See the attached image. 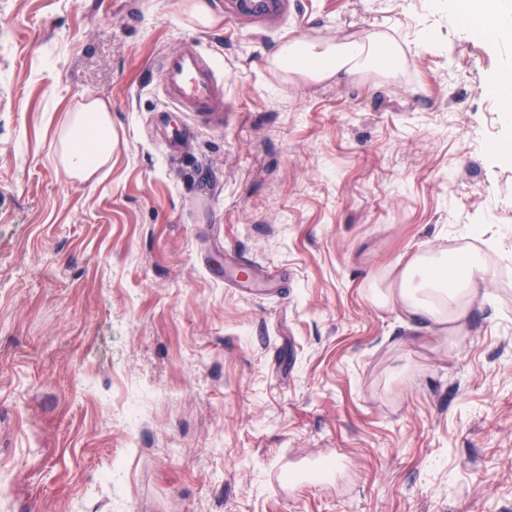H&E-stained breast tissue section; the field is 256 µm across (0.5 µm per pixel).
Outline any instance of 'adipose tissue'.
I'll return each instance as SVG.
<instances>
[{"label":"adipose tissue","instance_id":"1","mask_svg":"<svg viewBox=\"0 0 512 512\" xmlns=\"http://www.w3.org/2000/svg\"><path fill=\"white\" fill-rule=\"evenodd\" d=\"M272 68L307 73L327 80L346 72L373 68L384 75L397 73L400 49L372 40L337 44L330 40L295 37L271 56ZM59 170L66 179L90 181L112 160V108L108 101L90 98L79 103L55 131ZM494 276L476 251L422 252L407 262L391 264L368 291L377 307H400L408 321L437 325L465 323L471 301Z\"/></svg>","mask_w":512,"mask_h":512}]
</instances>
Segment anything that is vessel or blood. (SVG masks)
<instances>
[{
	"instance_id": "obj_1",
	"label": "vessel or blood",
	"mask_w": 512,
	"mask_h": 512,
	"mask_svg": "<svg viewBox=\"0 0 512 512\" xmlns=\"http://www.w3.org/2000/svg\"><path fill=\"white\" fill-rule=\"evenodd\" d=\"M158 65L162 91L171 111L200 118L210 128L224 127V75L198 51H170Z\"/></svg>"
}]
</instances>
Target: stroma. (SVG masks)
I'll return each instance as SVG.
<instances>
[{
	"mask_svg": "<svg viewBox=\"0 0 512 512\" xmlns=\"http://www.w3.org/2000/svg\"><path fill=\"white\" fill-rule=\"evenodd\" d=\"M183 2L0 0V512H512V40L457 0ZM302 35L403 67L272 69ZM169 50L224 71L223 129L169 113L175 154ZM88 98L117 145L70 181L46 126ZM460 247L495 276L453 335L367 299Z\"/></svg>",
	"mask_w": 512,
	"mask_h": 512,
	"instance_id": "1",
	"label": "stroma"
}]
</instances>
